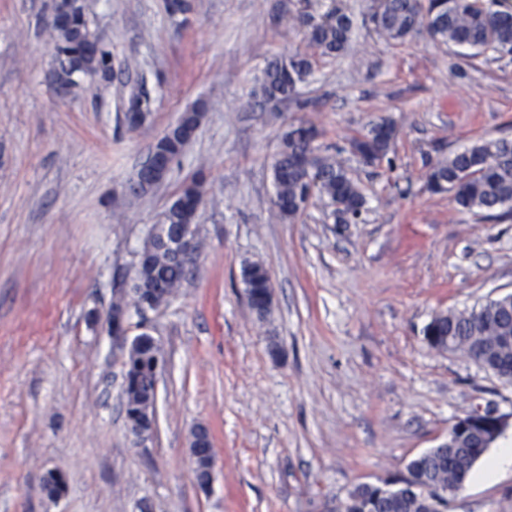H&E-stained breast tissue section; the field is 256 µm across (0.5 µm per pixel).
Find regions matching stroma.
Masks as SVG:
<instances>
[{"mask_svg": "<svg viewBox=\"0 0 512 512\" xmlns=\"http://www.w3.org/2000/svg\"><path fill=\"white\" fill-rule=\"evenodd\" d=\"M329 0H84L113 72L59 90L53 0H0V512H338L360 484L406 476L456 418L512 412V382L424 329L448 310L512 293V217L485 219L426 188L431 164L479 140L512 138V60L434 43L390 44L355 30L298 102L249 107L266 62L301 40L300 8ZM144 82L152 118L128 130L121 100ZM201 126L172 172L137 199L127 186L187 109ZM398 129L394 165L368 166L351 140ZM313 122L367 200L335 224L321 203L293 221L272 205V163L291 126ZM200 182L199 251L179 295L107 331L137 254L183 186ZM267 270L258 318L245 263ZM164 357L155 429L138 441L123 395L130 341ZM211 435L201 489L191 432ZM448 512H512V466L481 474ZM61 473L64 493L42 490Z\"/></svg>", "mask_w": 512, "mask_h": 512, "instance_id": "stroma-1", "label": "stroma"}]
</instances>
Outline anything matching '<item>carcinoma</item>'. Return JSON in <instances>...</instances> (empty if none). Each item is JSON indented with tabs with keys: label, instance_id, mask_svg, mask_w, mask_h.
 <instances>
[{
	"label": "carcinoma",
	"instance_id": "carcinoma-1",
	"mask_svg": "<svg viewBox=\"0 0 512 512\" xmlns=\"http://www.w3.org/2000/svg\"><path fill=\"white\" fill-rule=\"evenodd\" d=\"M370 31L387 42H401L419 31L433 39L453 45H465L480 53L491 51L499 58L512 57V13L481 7L473 0H431L428 20L422 21L417 0H379L367 15ZM291 28L302 34L301 44L266 63L257 80V94L281 101L294 98L299 88L314 76L324 58L342 55L350 47L354 28L353 14L336 5L321 13L300 11L289 20ZM56 35V58L68 74L109 72L112 55L101 48L94 59L87 52L95 34L90 29L82 0H56L50 22ZM127 126L139 124L127 113L142 112L151 117L150 100L140 87L131 89L124 106ZM201 113L190 110L155 144L156 151L175 161L188 144L178 130L199 126ZM396 136L393 121L383 119L370 125L354 141V148L365 164L387 157ZM318 131L311 122L288 130L282 148L272 164L277 216L291 219L304 211L312 198L324 202L327 218L333 223L349 224L361 218L366 199L357 182L349 175L339 155L324 154L316 145ZM428 187L435 192L453 193L463 209L490 218L512 214V139L501 137L481 140L462 151L437 160L428 173ZM203 203L201 192L192 188L179 195L164 213L163 223L184 224L183 204ZM193 271L182 265L170 250L157 248L150 264L136 272L132 286L133 306L140 314L169 301ZM245 293L253 299L257 315L270 313L273 294L265 268L257 263L242 269ZM428 345L438 351H461L487 371L499 365H511L512 355L501 354L502 339L512 336V294L489 299L469 310L435 315L424 330ZM161 350L153 337H136L125 362L127 416L146 409L154 397V363ZM486 451L483 432L466 437L454 433L448 441L410 460L403 486L389 494L379 486H356L341 505V512H432L424 497L442 490L449 495L465 485L475 463Z\"/></svg>",
	"mask_w": 512,
	"mask_h": 512
}]
</instances>
